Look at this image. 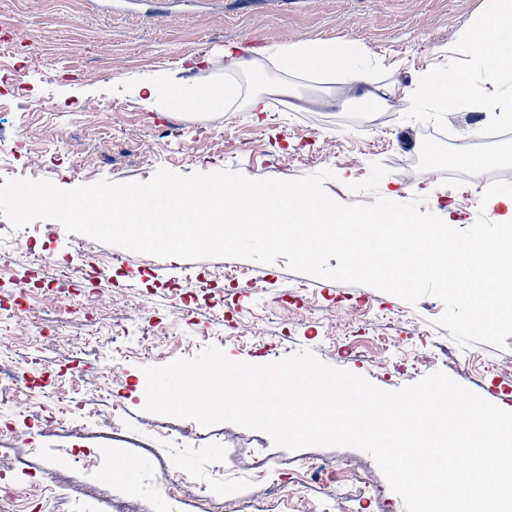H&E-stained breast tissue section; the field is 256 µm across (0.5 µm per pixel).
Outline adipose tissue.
Returning <instances> with one entry per match:
<instances>
[{
    "mask_svg": "<svg viewBox=\"0 0 512 512\" xmlns=\"http://www.w3.org/2000/svg\"><path fill=\"white\" fill-rule=\"evenodd\" d=\"M456 47L465 55L477 57L483 83L498 88L512 80V0H486L482 15L465 28ZM329 74L340 76L348 92L366 109H374L380 100L378 89L368 66L358 61L357 49L351 41L321 40L281 47L277 52L276 72L268 76L263 88L267 96H291L292 90L282 79L283 74ZM420 98L433 104L454 102L467 105L469 84L464 75L429 73L417 89ZM237 95L233 83L187 89L180 85L168 88V104L180 112L207 109L228 111Z\"/></svg>",
    "mask_w": 512,
    "mask_h": 512,
    "instance_id": "obj_1",
    "label": "adipose tissue"
}]
</instances>
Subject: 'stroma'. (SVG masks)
<instances>
[{
	"mask_svg": "<svg viewBox=\"0 0 512 512\" xmlns=\"http://www.w3.org/2000/svg\"><path fill=\"white\" fill-rule=\"evenodd\" d=\"M485 0H0V177L48 178L70 189L106 177L148 180L158 167L177 172L224 168L251 178L291 179L323 168L336 177L327 193L356 202L347 183L371 163L388 173L380 191L403 202L426 195V210L459 228L475 220L494 180L512 182V162L449 177L465 154L512 150V88L487 90L470 56L457 53L461 29ZM318 39L353 41L387 95L377 111L356 100L320 105L337 81L288 76L306 98L300 108L272 97L252 111L279 47ZM264 49L262 66L239 71L233 48ZM465 74L473 100L439 112L418 102L422 70ZM238 82L227 112H173L168 85ZM479 113L484 123H472ZM498 132L487 135L485 124ZM55 221L20 230L0 218V357L33 375L34 394L0 382V421L27 419L12 443V469L35 473L47 491L41 512H281L266 482L255 480L269 457L285 495L334 512H404L375 462L352 448L295 453L234 424L142 413L146 380L137 351L160 339V363L214 343L234 360L266 363L298 348L397 390L434 370L512 411V336L506 349L460 348L437 320L442 303L416 305L363 285L291 272L285 258L162 259L97 244ZM95 269L83 285L94 306L76 310L51 281L69 258ZM235 280H226V271ZM32 296L17 308L18 288ZM116 366L108 378V366ZM72 409L73 420L46 418ZM138 458L137 486L110 477L114 452ZM321 479L298 483L305 462ZM196 476L180 499L164 492L181 470Z\"/></svg>",
	"mask_w": 512,
	"mask_h": 512,
	"instance_id": "1",
	"label": "stroma"
}]
</instances>
